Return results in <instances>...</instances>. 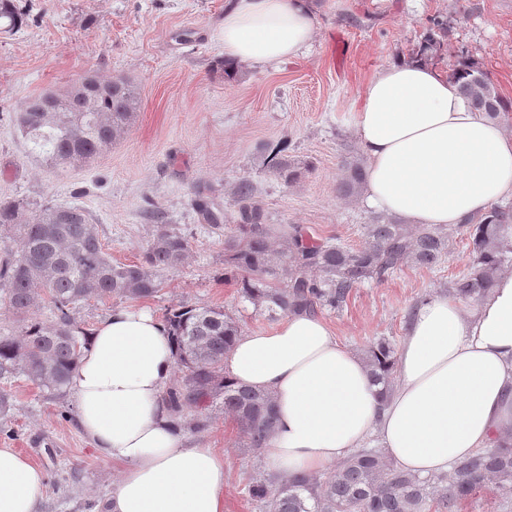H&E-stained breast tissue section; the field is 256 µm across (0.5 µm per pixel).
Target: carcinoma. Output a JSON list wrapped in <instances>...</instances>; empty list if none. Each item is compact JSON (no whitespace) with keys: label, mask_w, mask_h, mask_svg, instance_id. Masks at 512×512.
I'll use <instances>...</instances> for the list:
<instances>
[{"label":"carcinoma","mask_w":512,"mask_h":512,"mask_svg":"<svg viewBox=\"0 0 512 512\" xmlns=\"http://www.w3.org/2000/svg\"><path fill=\"white\" fill-rule=\"evenodd\" d=\"M24 23L14 0H0V31L12 33ZM448 24L435 20L413 56L427 63L444 50ZM468 103L493 120L512 112L478 62L463 56L448 68ZM141 94L131 80L88 77L63 92L29 98L20 109L19 126L33 149L46 159L69 166L85 165L108 149L136 119ZM273 172L284 183L299 178L298 164L279 151L271 158ZM337 194L350 199L366 184V172L355 158L344 160ZM239 224L224 241V265L237 274L240 296L273 318L295 312L340 311L354 288L365 281L382 282L407 264L435 266L449 255L454 235L469 237L474 254L471 271L454 283L462 299L485 296L496 276L512 267V209L494 207L455 226L400 224L378 216L364 225L357 248L317 241L302 227L283 228L275 235L253 201V186L237 187ZM0 229L19 245L0 260V303L23 325L0 334V382L19 374L64 394L70 374L88 340L72 310L91 296L115 295L146 299L160 291L158 274L177 268L189 254V240L159 229L139 263L114 264L105 252L87 212L79 207L32 208L21 201L0 202ZM55 310L46 325L30 317L42 296ZM173 345L180 379L165 392L176 416L191 413L188 428L201 432L209 425L206 404L224 399V414L236 423L246 448L263 453L274 431L272 395L239 386L224 374V356L242 334L238 321L221 307L184 304L163 316ZM363 359L381 401L394 390V344L381 339ZM442 488L397 465L373 449L351 453L317 476L294 474L257 478L248 493L261 512H453L456 503L493 483L512 494V429L492 448L459 459Z\"/></svg>","instance_id":"cac0c4a2"}]
</instances>
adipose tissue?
<instances>
[{
  "instance_id": "obj_1",
  "label": "adipose tissue",
  "mask_w": 512,
  "mask_h": 512,
  "mask_svg": "<svg viewBox=\"0 0 512 512\" xmlns=\"http://www.w3.org/2000/svg\"><path fill=\"white\" fill-rule=\"evenodd\" d=\"M315 29L308 0H231L224 58L293 59ZM354 126L369 207L411 225L448 226L512 199V137L431 66L400 58L376 72ZM175 365L162 319L144 309H113L80 352L70 379L78 424L99 454L122 465L106 512H224L223 457L188 440L164 400ZM224 370L272 394L267 461L282 474H319L373 437L413 474L451 472L512 425V272L475 304L434 296L418 305L387 402L362 357L304 312L238 337ZM45 481L28 456L0 448V512H38Z\"/></svg>"
}]
</instances>
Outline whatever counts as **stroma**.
I'll use <instances>...</instances> for the list:
<instances>
[{
  "instance_id": "35a3bbf8",
  "label": "stroma",
  "mask_w": 512,
  "mask_h": 512,
  "mask_svg": "<svg viewBox=\"0 0 512 512\" xmlns=\"http://www.w3.org/2000/svg\"><path fill=\"white\" fill-rule=\"evenodd\" d=\"M15 2L29 20L15 33H0V200L84 208L119 263L142 261L160 227L190 243L185 263L162 274L156 296L79 304L73 316L88 332L118 307L160 317L178 303L224 307L246 333L275 327V319L243 301L224 276L238 183L253 185L266 223L297 224L344 246L362 244L373 210L362 197L344 200L336 193L343 159L363 156L353 110L367 81L408 56L433 21L451 30L436 70L447 72L459 56H470L512 100V0H312L318 25L311 51L275 66L241 64L230 82L220 68L226 0ZM89 75L133 79L141 109L92 163L49 164L22 134L20 106ZM279 145L304 167L294 183L269 167ZM200 194L223 209L222 229L197 213ZM472 260L466 236L457 235L441 267L406 265L383 282L355 288L342 311L320 316L353 352L382 337L401 343L412 311L426 298L453 295ZM6 389L13 408L0 417V447L17 449L44 470L39 512H105L121 467L91 447L72 395L50 396L21 375ZM209 415L208 429L191 439L224 457V512H258L246 489L252 477L271 474L265 455L245 448L222 403H213Z\"/></svg>"
}]
</instances>
